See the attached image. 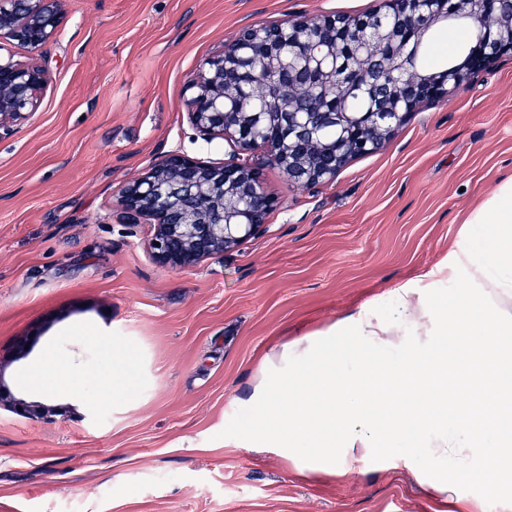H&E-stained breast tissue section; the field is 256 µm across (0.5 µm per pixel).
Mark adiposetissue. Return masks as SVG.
Here are the masks:
<instances>
[{
  "label": "adipose tissue",
  "instance_id": "ef3b65f1",
  "mask_svg": "<svg viewBox=\"0 0 512 512\" xmlns=\"http://www.w3.org/2000/svg\"><path fill=\"white\" fill-rule=\"evenodd\" d=\"M469 221L482 227L480 239L464 237L428 273L437 282L464 278V294L452 300L406 283L389 293L391 316L363 309L293 341L280 370L315 386L297 388L286 407L277 378L263 377L252 396L262 427L254 448L273 447L304 469L339 476L371 457L384 468L417 470L440 496L449 495L456 480L488 470L500 488L512 487V446L487 440L490 426H512V178ZM406 343L411 352L404 366L385 360V351ZM353 354L355 374L344 369ZM476 389L480 403L449 400ZM271 421L277 428L269 432ZM404 421L415 437L407 455L396 459L383 442L396 437ZM452 421L465 423V437L449 435Z\"/></svg>",
  "mask_w": 512,
  "mask_h": 512
}]
</instances>
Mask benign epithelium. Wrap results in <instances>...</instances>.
<instances>
[{
	"label": "benign epithelium",
	"mask_w": 512,
	"mask_h": 512,
	"mask_svg": "<svg viewBox=\"0 0 512 512\" xmlns=\"http://www.w3.org/2000/svg\"><path fill=\"white\" fill-rule=\"evenodd\" d=\"M67 0H0V42L39 52L66 16ZM501 0H393L391 10L362 18L324 16L242 28L236 41L205 58L188 84L187 114L211 138H230L250 154L210 167L170 154L122 190L126 220L153 221V247L161 264L185 268L222 255L257 234L277 199L262 187L263 166L280 167L291 182L330 181L354 155L377 150L428 100L441 99L469 75L512 53V10ZM495 13L492 29L482 26ZM469 22L477 31L468 59L429 73L416 57L438 24ZM381 51L375 53L372 48ZM269 89L281 83L308 87L312 109L281 104L270 125L266 113L248 107L251 82ZM50 83L34 60L0 56V136L30 119ZM357 86L369 109L352 108L346 86Z\"/></svg>",
	"instance_id": "1"
}]
</instances>
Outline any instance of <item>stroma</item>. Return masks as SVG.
Returning <instances> with one entry per match:
<instances>
[{
	"label": "stroma",
	"mask_w": 512,
	"mask_h": 512,
	"mask_svg": "<svg viewBox=\"0 0 512 512\" xmlns=\"http://www.w3.org/2000/svg\"><path fill=\"white\" fill-rule=\"evenodd\" d=\"M390 0H68L52 83L0 138V512H458L494 474L432 497L401 467L300 472L248 447V399L297 337L416 283L512 177V55L423 102L334 182L264 169L263 230L174 271L121 191L164 155L231 159L188 120L199 63L247 24L386 12ZM28 355L16 358L20 340Z\"/></svg>",
	"instance_id": "35a3bbf8"
}]
</instances>
